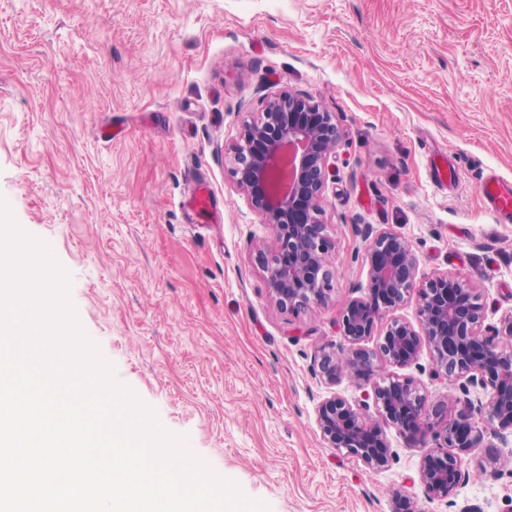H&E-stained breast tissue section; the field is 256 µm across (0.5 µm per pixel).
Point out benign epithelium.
I'll use <instances>...</instances> for the list:
<instances>
[{
	"label": "benign epithelium",
	"mask_w": 512,
	"mask_h": 512,
	"mask_svg": "<svg viewBox=\"0 0 512 512\" xmlns=\"http://www.w3.org/2000/svg\"><path fill=\"white\" fill-rule=\"evenodd\" d=\"M342 138L336 113L284 90L264 99L262 111L244 123L240 141L224 153L234 188L272 231L275 249L261 255L262 267L269 295L282 310L305 311L331 300L334 241L322 220L323 199L336 177ZM358 232L368 242L366 286L340 309L342 341L321 348L314 362L329 384L346 375L369 387L372 403L354 405L333 393L316 407L318 427L330 447L372 470L393 461L386 428H396L407 447L423 450L425 497L451 506L467 480L462 455L483 447L488 435L501 441L512 435V311L484 333L486 305L476 286L446 273L419 276L417 256L398 233L371 224ZM413 295L416 322L389 317ZM381 323L376 348L363 347ZM424 348L435 378L462 382L466 395L472 388L482 393L466 398L451 419L447 401L431 400L420 383L391 371L418 364ZM389 496L392 512H420L400 488Z\"/></svg>",
	"instance_id": "7a95c632"
}]
</instances>
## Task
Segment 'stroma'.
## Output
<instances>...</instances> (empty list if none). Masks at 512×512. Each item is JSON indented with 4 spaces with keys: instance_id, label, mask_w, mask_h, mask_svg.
I'll list each match as a JSON object with an SVG mask.
<instances>
[{
    "instance_id": "1",
    "label": "stroma",
    "mask_w": 512,
    "mask_h": 512,
    "mask_svg": "<svg viewBox=\"0 0 512 512\" xmlns=\"http://www.w3.org/2000/svg\"><path fill=\"white\" fill-rule=\"evenodd\" d=\"M290 89L344 131L323 220L336 239L331 301L305 312L270 299V229L224 164L264 97ZM119 126L120 137H101ZM445 156L455 187L430 165ZM512 181V0H0V198L70 278L88 338L169 432L269 512H506L486 449L463 455L455 507L428 501L422 451L395 428L372 471L329 447L316 406L358 402L314 356L339 342L338 311L367 275L352 227L404 236L420 272L474 282L487 324L512 310V222L479 192ZM209 182L222 221L182 200Z\"/></svg>"
}]
</instances>
